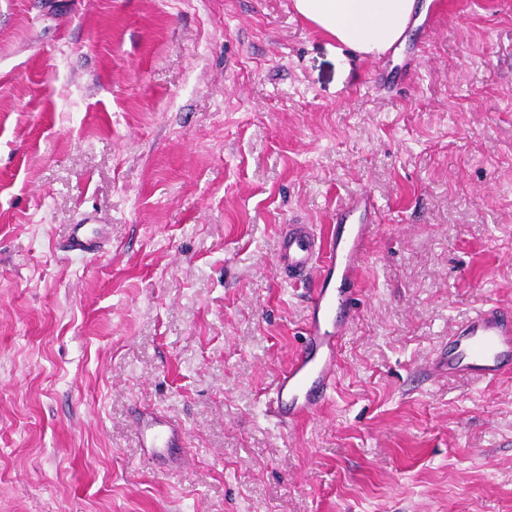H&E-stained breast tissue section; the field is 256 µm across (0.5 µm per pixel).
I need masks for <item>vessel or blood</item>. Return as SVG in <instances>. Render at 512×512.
<instances>
[{
    "label": "vessel or blood",
    "instance_id": "obj_1",
    "mask_svg": "<svg viewBox=\"0 0 512 512\" xmlns=\"http://www.w3.org/2000/svg\"><path fill=\"white\" fill-rule=\"evenodd\" d=\"M371 198L359 194L340 205L335 222L323 230L311 224L289 225L276 263L292 284L311 283L303 343L277 378L266 411L291 424L318 411L336 387L342 343L355 312L353 300L375 230ZM440 364L448 378L470 377L496 382L512 369V310L495 303L476 308L448 338ZM141 448L156 456L181 447L178 423L153 415H136Z\"/></svg>",
    "mask_w": 512,
    "mask_h": 512
}]
</instances>
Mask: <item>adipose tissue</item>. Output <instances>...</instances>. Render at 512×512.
Listing matches in <instances>:
<instances>
[{"instance_id":"adipose-tissue-1","label":"adipose tissue","mask_w":512,"mask_h":512,"mask_svg":"<svg viewBox=\"0 0 512 512\" xmlns=\"http://www.w3.org/2000/svg\"><path fill=\"white\" fill-rule=\"evenodd\" d=\"M294 4L315 28L367 56L393 47L417 9L416 0H294Z\"/></svg>"}]
</instances>
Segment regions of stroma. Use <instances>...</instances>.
<instances>
[{
	"instance_id": "stroma-1",
	"label": "stroma",
	"mask_w": 512,
	"mask_h": 512,
	"mask_svg": "<svg viewBox=\"0 0 512 512\" xmlns=\"http://www.w3.org/2000/svg\"><path fill=\"white\" fill-rule=\"evenodd\" d=\"M433 7L366 57L292 0H0V512H512V378L426 369L512 306V0ZM359 192L336 388L275 424L281 231ZM137 405L184 465L144 461ZM135 430L139 447L144 448L151 457L167 452L171 448H181L183 444L182 426L167 418L137 414Z\"/></svg>"
}]
</instances>
